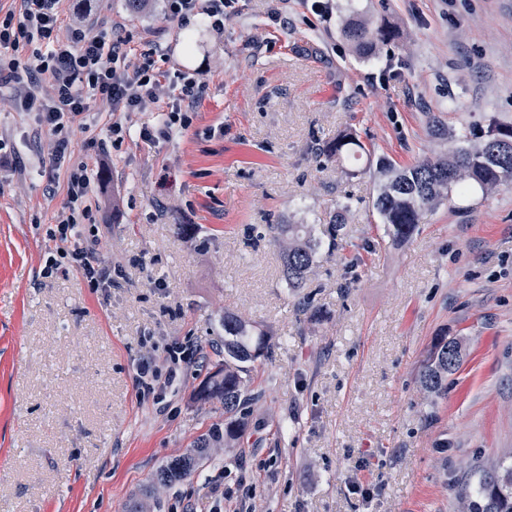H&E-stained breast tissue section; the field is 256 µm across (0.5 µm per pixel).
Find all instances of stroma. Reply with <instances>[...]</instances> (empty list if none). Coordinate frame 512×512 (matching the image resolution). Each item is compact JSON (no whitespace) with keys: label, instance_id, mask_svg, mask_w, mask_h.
I'll return each mask as SVG.
<instances>
[{"label":"stroma","instance_id":"35a3bbf8","mask_svg":"<svg viewBox=\"0 0 512 512\" xmlns=\"http://www.w3.org/2000/svg\"><path fill=\"white\" fill-rule=\"evenodd\" d=\"M213 38L203 20L163 39L174 67L209 73L190 131L172 144L125 142L96 175L119 192L99 231L112 241V285L77 272L38 275L60 208L35 151V128L0 99V132L19 146L24 189L0 173V512H464L467 464L512 456V183L451 193L392 244L374 201L376 162L397 166L451 152L431 118L482 135L512 125V0H239ZM135 52L151 11L99 0ZM288 21L272 23V16ZM380 22L391 40L357 58L347 17ZM210 127L223 135L207 137ZM368 151L327 160L346 130ZM305 288L290 290L268 224L328 223ZM273 345L256 362L264 417L242 443L147 499L158 469L186 454L223 411L198 397L225 312ZM458 337L464 361L430 404L417 373L433 337ZM197 360L163 402L141 397L144 355L170 346Z\"/></svg>","mask_w":512,"mask_h":512}]
</instances>
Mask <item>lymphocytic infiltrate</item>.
Wrapping results in <instances>:
<instances>
[{"label":"lymphocytic infiltrate","mask_w":512,"mask_h":512,"mask_svg":"<svg viewBox=\"0 0 512 512\" xmlns=\"http://www.w3.org/2000/svg\"><path fill=\"white\" fill-rule=\"evenodd\" d=\"M66 0H20L19 11L0 14V90L29 114L39 134L42 164L66 171V199L47 232L41 278L80 273L88 287L112 285V243L86 233L114 199L95 193L94 165L105 164L127 138L170 142L192 126L206 95L205 71L187 73L156 68L169 61L160 36L172 23L201 18L216 34L236 14L237 0H163L148 51L132 58V34L119 21L89 14L66 15ZM112 106V119L100 124L91 101ZM83 148H75V139ZM170 367L159 375L153 358L138 368L144 394L180 385L193 357L185 349L169 352Z\"/></svg>","instance_id":"f902f5d3"}]
</instances>
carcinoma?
Returning a JSON list of instances; mask_svg holds the SVG:
<instances>
[{"mask_svg": "<svg viewBox=\"0 0 512 512\" xmlns=\"http://www.w3.org/2000/svg\"><path fill=\"white\" fill-rule=\"evenodd\" d=\"M342 35L364 56L369 55L376 42L392 37L388 27H373L360 21L347 22ZM456 143L449 155L425 158L404 168L387 158L377 161L374 208L392 241L411 238L423 211L447 199L453 190L478 188L491 192L512 181V126H491L478 144L472 143L470 133L463 129L456 135ZM360 148L357 134L348 131L330 143L323 154L340 158L355 155ZM348 209L347 203L339 205L319 236L306 224L267 225L279 250L288 287L298 290L305 286L323 238L334 246L344 235L343 212ZM223 327L222 358L212 362L199 396L224 408V424L212 425L189 453L165 464L155 477L161 487L196 472L212 449L223 448L226 441L240 437L262 413L259 395L251 389L252 371L254 363L268 357L269 346L263 335L240 316L224 314ZM462 362L463 350L457 337L444 335L433 339L418 376L420 388L431 403L448 393V377ZM467 512H512V464H502L494 475L479 479L476 500L468 502Z\"/></svg>", "mask_w": 512, "mask_h": 512, "instance_id": "carcinoma-1", "label": "carcinoma"}]
</instances>
